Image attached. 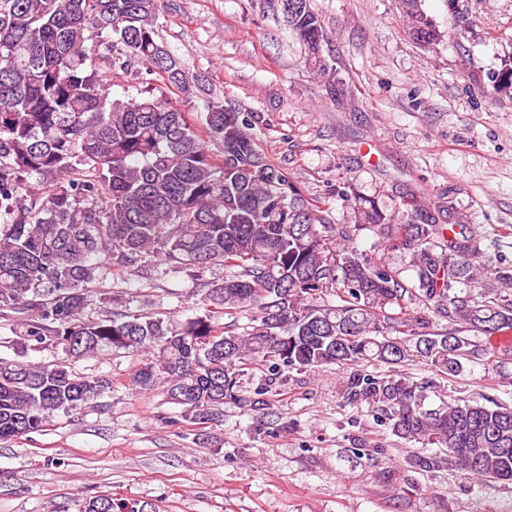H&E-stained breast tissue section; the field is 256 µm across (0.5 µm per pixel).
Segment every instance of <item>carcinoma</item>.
Here are the masks:
<instances>
[{
    "label": "carcinoma",
    "mask_w": 512,
    "mask_h": 512,
    "mask_svg": "<svg viewBox=\"0 0 512 512\" xmlns=\"http://www.w3.org/2000/svg\"><path fill=\"white\" fill-rule=\"evenodd\" d=\"M165 0H0V318L16 326L0 355V441L43 430L60 414L100 405L112 379L62 362L33 363L29 352L61 350L73 360L143 351L129 385L162 390L181 417L220 422L224 401H243L247 368H265L264 396L280 369L314 372L364 361L389 367L416 359L455 377L463 361L492 354L512 334V294L450 296L474 279L472 254L455 225L431 224L413 200L387 211L336 189L351 225L331 222V197L304 196L271 163L252 117L210 96L191 113L203 79L159 41ZM408 33L423 46L442 33L422 0H400ZM313 67L335 77L322 16L311 0H277ZM156 75L165 90L112 99L115 78ZM512 95V65L489 95ZM221 145L206 149L204 139ZM408 252L412 287L399 272L354 246L364 225ZM158 255L182 270L219 265L232 274L199 289L203 312L173 322L147 312H115L99 287L106 274L146 270ZM336 297V302L327 296ZM419 301L459 323L420 331L407 317ZM98 304L96 316L85 309ZM248 312L237 331L226 316ZM486 336L476 348L465 333ZM427 383L404 375L350 373L345 396L391 421L392 433L434 445L469 475L512 481V407L478 400L424 407ZM76 512H135L126 499L84 497Z\"/></svg>",
    "instance_id": "carcinoma-1"
}]
</instances>
